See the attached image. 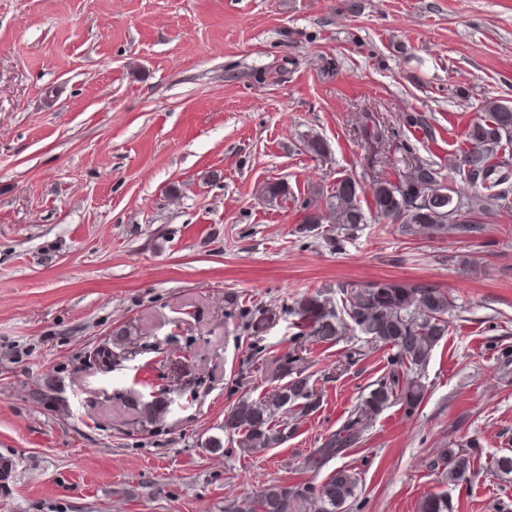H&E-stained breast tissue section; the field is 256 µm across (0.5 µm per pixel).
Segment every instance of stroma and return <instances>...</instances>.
I'll return each mask as SVG.
<instances>
[{"label":"stroma","instance_id":"35a3bbf8","mask_svg":"<svg viewBox=\"0 0 512 512\" xmlns=\"http://www.w3.org/2000/svg\"><path fill=\"white\" fill-rule=\"evenodd\" d=\"M512 101V0H0V512H224L275 484L356 473L351 512H512L493 473L512 451V214L483 231L422 239L362 225L342 249L296 232L303 198L372 164L357 112L449 164L487 99ZM320 135L326 159L301 149ZM286 181L288 199L260 196ZM445 288L447 336L421 372L426 396L372 422L323 468L306 457L389 369L359 333L305 341L319 399L282 445L252 455L223 432L240 397L282 383L297 352L287 309L340 284ZM271 313L251 336L232 306ZM108 344L103 372L88 354ZM358 353L356 362L348 354ZM51 384L55 404L29 393ZM170 407L141 426L142 403ZM221 437L224 449L206 442ZM477 441L469 481L434 460Z\"/></svg>","mask_w":512,"mask_h":512}]
</instances>
